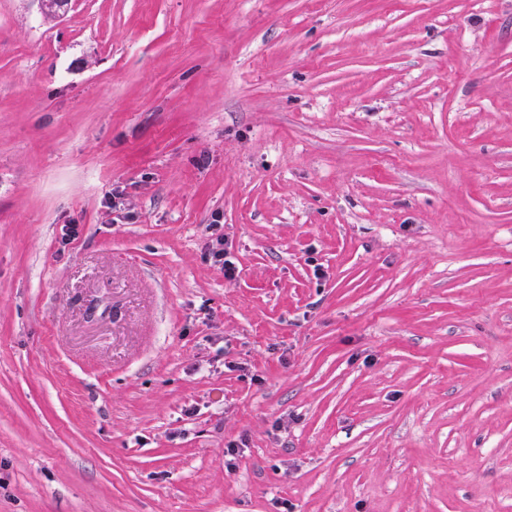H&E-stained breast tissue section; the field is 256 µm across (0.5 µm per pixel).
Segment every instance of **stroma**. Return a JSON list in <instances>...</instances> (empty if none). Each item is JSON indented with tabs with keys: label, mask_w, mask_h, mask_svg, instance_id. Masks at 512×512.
<instances>
[{
	"label": "stroma",
	"mask_w": 512,
	"mask_h": 512,
	"mask_svg": "<svg viewBox=\"0 0 512 512\" xmlns=\"http://www.w3.org/2000/svg\"><path fill=\"white\" fill-rule=\"evenodd\" d=\"M0 512H512V0H0Z\"/></svg>",
	"instance_id": "35a3bbf8"
}]
</instances>
